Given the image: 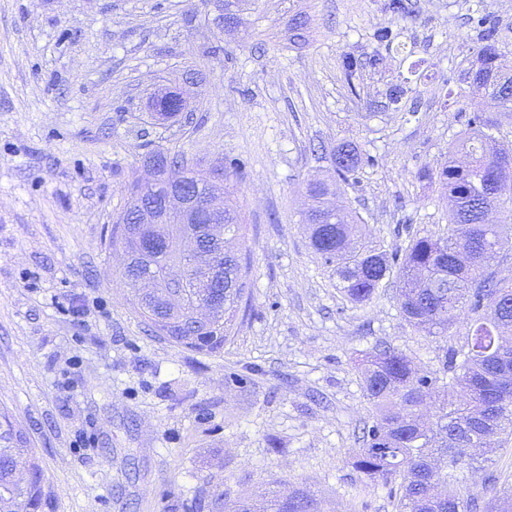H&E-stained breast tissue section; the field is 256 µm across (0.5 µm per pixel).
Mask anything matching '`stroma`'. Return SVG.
<instances>
[{
    "instance_id": "stroma-1",
    "label": "stroma",
    "mask_w": 512,
    "mask_h": 512,
    "mask_svg": "<svg viewBox=\"0 0 512 512\" xmlns=\"http://www.w3.org/2000/svg\"><path fill=\"white\" fill-rule=\"evenodd\" d=\"M384 2L238 0L225 28L213 0H0V412L35 452L41 512H191L293 488L333 512H393L385 486L355 495L348 451L374 414L358 363L386 346L434 373L468 325L418 332L392 279L348 302L301 222L306 186L332 179L349 143L375 163L336 203L366 237L392 251L447 231L435 175L472 106L469 14L497 18L512 67V0H404L395 15ZM381 27L399 48L377 42ZM346 54L385 66L349 82ZM400 80L411 93L394 110L385 90ZM168 89L190 94L192 123L152 119ZM153 149L247 163L224 185L246 227L247 291L216 353L153 335L108 245ZM470 454L482 469H457L480 503L512 490V442Z\"/></svg>"
}]
</instances>
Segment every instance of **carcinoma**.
Instances as JSON below:
<instances>
[{"label": "carcinoma", "instance_id": "cac0c4a2", "mask_svg": "<svg viewBox=\"0 0 512 512\" xmlns=\"http://www.w3.org/2000/svg\"><path fill=\"white\" fill-rule=\"evenodd\" d=\"M470 27L479 44L477 69L470 81L471 98L498 101L502 112L512 117V74L498 63L499 26L492 13L479 7L470 16ZM158 106L165 119L186 108L173 94ZM468 132L450 151L448 162L435 181L448 190V231L414 236L403 249L355 237L359 215L346 216L329 202L333 194L324 182L310 183L307 193L315 202L305 216L310 242L336 276V286L348 301H370L384 280L399 281L398 303L405 319L427 336H445L465 315V335L448 347L443 378L420 374L402 353L376 349L366 356L363 388L375 408L371 424L363 428L362 445L351 449L349 464L359 474L358 493L382 483L391 489L395 512H454L456 502L466 512H478L477 498L464 494L456 464L471 447L473 435H486L503 444L512 439V388L501 378L512 377V284L496 283L486 272L487 256L505 248L509 240L502 226L484 222L482 195H492L495 205L512 193V169L502 162L512 157L496 146L488 132L484 113L474 108L466 118ZM159 174L181 176L193 188L207 192L210 169L185 170L179 155L163 150ZM343 157L333 163L344 183L372 156L343 144L336 149ZM224 233L244 238L236 208L224 204ZM217 266L224 271V321L198 328H177L169 339L196 351L224 348L233 321L246 293L241 257L217 252ZM452 386L457 400L443 398L440 391ZM436 405L435 420L421 423V407ZM41 471L33 449L11 425L0 424V506L9 512H39ZM213 512H325L321 502L302 490L280 491L264 504L248 497L232 502L217 501Z\"/></svg>", "mask_w": 512, "mask_h": 512}]
</instances>
